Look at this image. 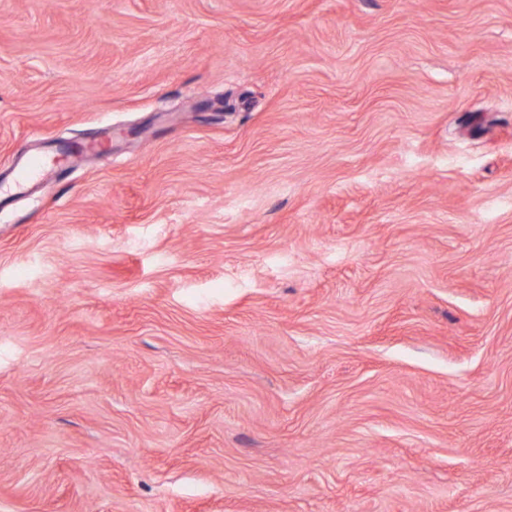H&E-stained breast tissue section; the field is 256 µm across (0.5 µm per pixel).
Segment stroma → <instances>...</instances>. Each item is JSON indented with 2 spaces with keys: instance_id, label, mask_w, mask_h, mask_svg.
I'll use <instances>...</instances> for the list:
<instances>
[{
  "instance_id": "stroma-1",
  "label": "stroma",
  "mask_w": 512,
  "mask_h": 512,
  "mask_svg": "<svg viewBox=\"0 0 512 512\" xmlns=\"http://www.w3.org/2000/svg\"><path fill=\"white\" fill-rule=\"evenodd\" d=\"M0 512H512V0H0Z\"/></svg>"
}]
</instances>
